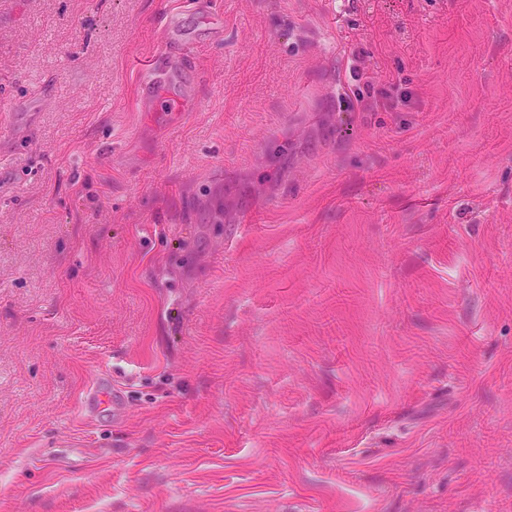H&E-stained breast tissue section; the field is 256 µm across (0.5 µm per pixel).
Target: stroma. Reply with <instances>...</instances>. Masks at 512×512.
Wrapping results in <instances>:
<instances>
[{"mask_svg":"<svg viewBox=\"0 0 512 512\" xmlns=\"http://www.w3.org/2000/svg\"><path fill=\"white\" fill-rule=\"evenodd\" d=\"M0 512H512V0H0ZM171 81V71L168 63L155 65L147 79L140 85L142 100H163L169 112H186V103L177 97L171 96L164 88Z\"/></svg>","mask_w":512,"mask_h":512,"instance_id":"stroma-1","label":"stroma"}]
</instances>
